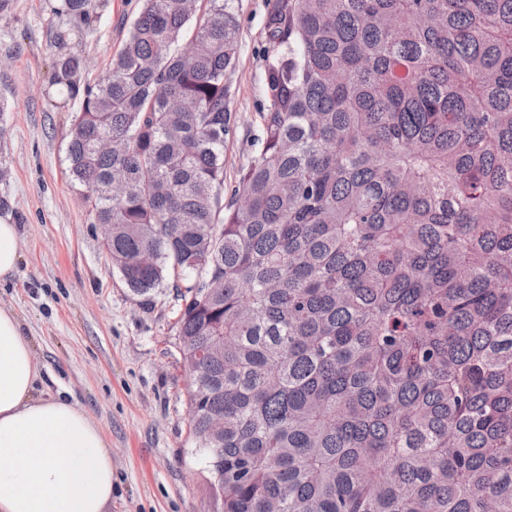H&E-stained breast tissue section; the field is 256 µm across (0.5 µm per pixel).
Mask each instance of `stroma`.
Segmentation results:
<instances>
[{
    "label": "stroma",
    "instance_id": "stroma-1",
    "mask_svg": "<svg viewBox=\"0 0 512 512\" xmlns=\"http://www.w3.org/2000/svg\"><path fill=\"white\" fill-rule=\"evenodd\" d=\"M93 34L60 17L57 0H15L0 17V68L12 103L0 183L17 226L18 274L0 284V307L15 311L52 390L73 393L101 425L116 482L111 512H215L206 453L187 408V374L175 345L171 289L133 295L113 269L84 188L67 175L66 147L78 104L52 83L58 33L87 61L88 80L109 69L140 0H96ZM268 0H230L239 28L235 66L224 77L233 130L224 143V204L239 171L261 149L267 99Z\"/></svg>",
    "mask_w": 512,
    "mask_h": 512
}]
</instances>
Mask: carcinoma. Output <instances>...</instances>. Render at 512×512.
I'll use <instances>...</instances> for the list:
<instances>
[{
    "mask_svg": "<svg viewBox=\"0 0 512 512\" xmlns=\"http://www.w3.org/2000/svg\"><path fill=\"white\" fill-rule=\"evenodd\" d=\"M264 31L227 211L228 0H142L94 84L52 62L112 267L173 281L220 512H512V0H271Z\"/></svg>",
    "mask_w": 512,
    "mask_h": 512,
    "instance_id": "1",
    "label": "carcinoma"
}]
</instances>
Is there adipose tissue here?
Returning a JSON list of instances; mask_svg holds the SVG:
<instances>
[{
  "instance_id": "1",
  "label": "adipose tissue",
  "mask_w": 512,
  "mask_h": 512,
  "mask_svg": "<svg viewBox=\"0 0 512 512\" xmlns=\"http://www.w3.org/2000/svg\"><path fill=\"white\" fill-rule=\"evenodd\" d=\"M112 494L101 427L49 393L18 316L0 308V512H111Z\"/></svg>"
}]
</instances>
